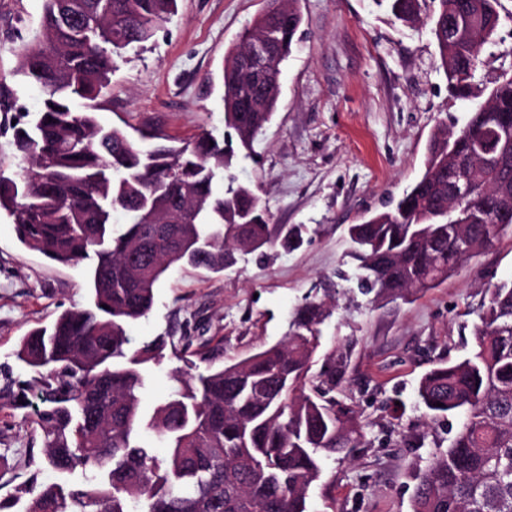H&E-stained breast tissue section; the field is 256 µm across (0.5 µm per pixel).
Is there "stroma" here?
Listing matches in <instances>:
<instances>
[{
  "mask_svg": "<svg viewBox=\"0 0 512 512\" xmlns=\"http://www.w3.org/2000/svg\"><path fill=\"white\" fill-rule=\"evenodd\" d=\"M476 77L485 83L512 50V0ZM264 0H178V12L112 75L99 109L107 127L150 125L167 138L224 134L221 71L228 49ZM44 0H0V83L16 110L36 111L42 95L17 76L18 50L40 32ZM301 42L281 66L277 109L233 172L266 202L275 224L304 225L303 245L245 256L208 273L172 267L155 290L147 317L129 334L135 343L203 321L224 340V360L281 339L305 297L333 305L311 368L331 352H350L335 391L351 406L364 438L350 462L326 461L308 498L309 512H411L414 475L447 446L456 419L427 423L416 403L418 378L435 360L458 359L474 345L472 328L490 289L512 282V234L464 263L412 301L372 302L354 278L347 227L387 210L419 175L431 129L463 119L466 104L448 94L428 26L405 24L385 0H298ZM90 261L61 265L20 244L0 215V367L25 376L15 350L29 331L61 312L89 307ZM172 355L145 364L143 406L152 409L177 383ZM0 498L19 496L29 480L76 485L83 469L57 476L22 417L0 421Z\"/></svg>",
  "mask_w": 512,
  "mask_h": 512,
  "instance_id": "stroma-1",
  "label": "stroma"
}]
</instances>
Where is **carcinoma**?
<instances>
[{
    "instance_id": "carcinoma-1",
    "label": "carcinoma",
    "mask_w": 512,
    "mask_h": 512,
    "mask_svg": "<svg viewBox=\"0 0 512 512\" xmlns=\"http://www.w3.org/2000/svg\"><path fill=\"white\" fill-rule=\"evenodd\" d=\"M39 38L19 50L18 72L42 95L32 119L20 114L14 146L24 166L0 173V211L20 242L52 261L92 260V305L66 310L24 336L17 359L29 378L0 375V413L18 411L41 438L48 467L91 471L79 486L33 482L23 512H308L324 460H353L362 444L355 411L330 396L346 363L327 359L310 375L328 311L309 299L288 333L233 362L223 346L169 336L130 347L127 327L146 317L154 288L176 265L221 273L238 258L294 248L301 226L269 223L253 188L230 172L274 114L281 65L299 41L302 17L288 0L266 8L225 56L224 127L236 149L203 132L179 144L141 148L97 118L112 72L128 49L149 41L176 0H44ZM399 20L421 17V0H388ZM426 16L448 92L475 101L464 126L431 131L421 175L392 209L348 225L358 281L380 298L411 300L448 279L501 234L512 231V149L482 169L475 153L498 115H512V65L484 86L480 56L496 43L500 0H436ZM272 54L255 81L243 54L251 35ZM463 199L448 209V191ZM474 348L440 360L418 381L416 398L436 421L457 416L448 447L415 474L411 512H512V284H497L473 327ZM180 388L151 414L141 404L143 365L166 348ZM197 361H192V358ZM167 448L163 456L154 444Z\"/></svg>"
}]
</instances>
